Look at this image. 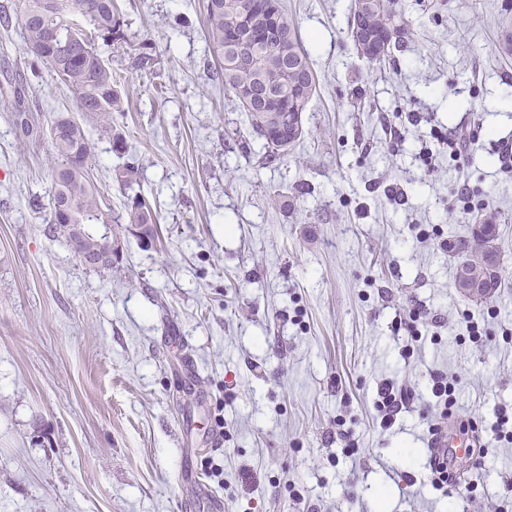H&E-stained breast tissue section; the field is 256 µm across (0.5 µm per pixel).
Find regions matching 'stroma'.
<instances>
[{
  "label": "stroma",
  "instance_id": "35a3bbf8",
  "mask_svg": "<svg viewBox=\"0 0 512 512\" xmlns=\"http://www.w3.org/2000/svg\"><path fill=\"white\" fill-rule=\"evenodd\" d=\"M116 2L158 64L100 48L126 107V150L97 140L89 163L112 207L108 269L44 232L49 129L76 99L0 26V97L23 88L38 131L20 140L0 104V512H512V444L490 431L512 409V58L497 51L512 0H398L415 35L374 67L346 35L351 0H284L318 87L271 166L207 66L205 0ZM451 131L470 140L457 159ZM131 191L158 238L125 232ZM477 210L498 218L503 284L475 302L449 245ZM434 374L484 454L457 459L444 491ZM385 382L415 393L387 430ZM441 433L442 428L438 423L432 424L429 427V434L431 436L429 440L431 446L429 466L432 473L437 475L435 485L439 488H444V484H446V487L448 484V452L455 456L461 452H467L468 448H458L454 442L448 440V435H443V438L438 443L439 448H441L440 452H438L439 448H435L434 444L438 441ZM447 446L448 452H442V448H446Z\"/></svg>",
  "mask_w": 512,
  "mask_h": 512
}]
</instances>
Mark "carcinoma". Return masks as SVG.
<instances>
[{
    "instance_id": "1",
    "label": "carcinoma",
    "mask_w": 512,
    "mask_h": 512,
    "mask_svg": "<svg viewBox=\"0 0 512 512\" xmlns=\"http://www.w3.org/2000/svg\"><path fill=\"white\" fill-rule=\"evenodd\" d=\"M252 20L251 39L259 61L242 63L236 53L239 18ZM91 26L85 31L72 15ZM205 37L219 68L215 75L224 91L239 102L249 117L252 134L263 140V160H281L304 136V112L317 91L315 72L301 35L288 16L283 0H205ZM16 22L33 57L46 64L76 97L78 110L95 120L97 136L112 140V150L124 148L113 133V113L124 111L112 67L95 46L99 36L116 52L134 48L133 63L144 72L154 70V45L147 39L131 44L127 24L114 0H18ZM411 23L397 10L395 0H351L347 36L368 64L382 62L400 51L411 38ZM54 150L50 162L51 220L46 233L62 237L75 255L93 246L92 226L112 223L111 209L92 181L88 164L95 143L83 123L58 117L50 127ZM122 189L137 182L131 166L114 171ZM86 224L87 239L78 241L61 227ZM127 228L151 239L158 235V217L152 205L136 194L128 205ZM477 227L459 241V250L473 274V282H491L485 297L501 284L500 248L492 217L476 214Z\"/></svg>"
}]
</instances>
